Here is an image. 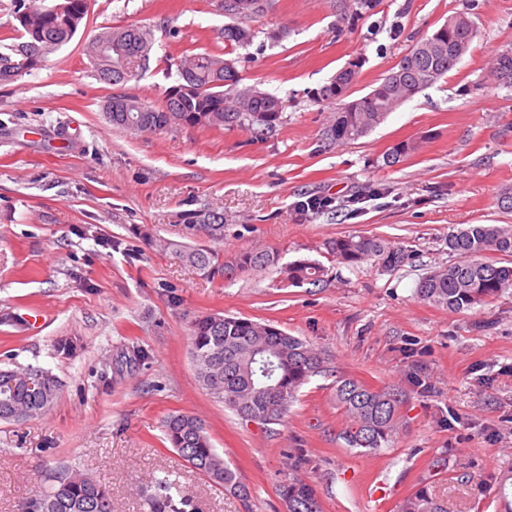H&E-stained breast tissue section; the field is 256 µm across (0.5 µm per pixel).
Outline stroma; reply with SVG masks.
<instances>
[{
    "mask_svg": "<svg viewBox=\"0 0 512 512\" xmlns=\"http://www.w3.org/2000/svg\"><path fill=\"white\" fill-rule=\"evenodd\" d=\"M343 0H272L245 47L227 45L221 0H89L84 25L41 65L0 84V368L42 367L60 384L44 415L0 420V512H20L61 467L112 490V512H144L140 482L172 473L198 512H283L280 484L311 481L322 512H396L419 486L448 512H512V289L454 312L420 301L419 278L451 261L448 235L511 224L512 87L495 56L512 47V0H377L344 19ZM478 30L467 56L356 141L327 131L335 108L312 98L351 63L353 96L368 93L451 14ZM137 25L154 46L128 82L99 80L85 45ZM233 58L243 84L280 97L270 137L180 127L133 133L105 116L112 95L162 103L176 62ZM420 149L393 167L385 151ZM383 195H374V188ZM310 197L331 209L303 211ZM224 213L225 259L259 248L328 269L316 285L283 288L276 271L229 282L159 250L205 244L186 216ZM379 235L411 258L383 272L328 256L330 241ZM221 312L308 340L328 370L303 386L286 420H241L198 383L189 333ZM401 392L394 442L348 447L337 377ZM205 424L248 487L241 501L184 462L163 438L168 414Z\"/></svg>",
    "mask_w": 512,
    "mask_h": 512,
    "instance_id": "stroma-1",
    "label": "stroma"
}]
</instances>
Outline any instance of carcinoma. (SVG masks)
<instances>
[{"label":"carcinoma","instance_id":"carcinoma-1","mask_svg":"<svg viewBox=\"0 0 512 512\" xmlns=\"http://www.w3.org/2000/svg\"><path fill=\"white\" fill-rule=\"evenodd\" d=\"M258 4L250 22L224 32L238 46L253 41L257 31L251 22L262 17L269 0ZM61 11L42 6L28 13L15 11L25 41L0 53V71L11 68L20 73L36 68L33 46L47 54L68 43L87 17L86 0H58ZM474 26L451 32L435 30L427 40L434 50L421 62L412 48L393 67L403 83L432 85L456 67L448 57V40L473 43ZM153 43L149 34L134 25L114 27L98 34L85 52L92 62L104 54L112 66L121 68L133 56L144 60ZM228 59L210 53L186 56L177 70H187L191 81H179L169 88L161 104H151L135 95H123L124 102L112 109L110 122L124 129L163 132L177 127L213 129L240 128L255 139H263L282 123L275 111L282 99L256 91L251 98L241 85L239 71H230ZM376 93L354 99L349 106L336 91L335 81L314 92V99L336 105L330 139L355 141L365 136L388 116L389 97L395 90L394 77L386 75ZM415 141H400L384 153L383 162L392 167L417 151ZM193 226L207 237L224 239V214L209 211L194 216ZM160 250L170 252L187 265L209 275L233 280L244 273L279 267L281 280L301 287L322 281L327 269L317 260L296 259L283 265L275 252L245 250L226 261L209 248H191L162 240ZM448 251L457 260L436 268L420 279L415 296L421 301L461 312L483 306L512 288V225L471 224L448 235ZM329 253L335 261L355 267L370 263L384 271H394L409 259L402 246L377 236H344L331 241ZM497 254L501 261L486 256ZM191 359L197 381L213 398L243 420L263 426L284 422L298 390L326 372L325 358L307 341L269 323L219 313L201 316L190 330ZM59 383L41 368L0 369V420L22 421L48 411L57 399ZM336 405L348 423L341 432L350 448L376 451L390 444L398 434L399 409L403 395L388 388H369L361 381L340 377L334 385ZM169 444L192 468L231 494L247 499L249 490L214 448L205 424L198 417L179 413L162 421ZM285 512H321L312 484L290 476L280 486ZM145 512H195L191 495L176 479L165 474L151 479L143 493ZM23 512H112L110 489L92 474L76 469L59 473L52 483L27 499ZM398 512H448V506L422 486L399 506Z\"/></svg>","mask_w":512,"mask_h":512}]
</instances>
